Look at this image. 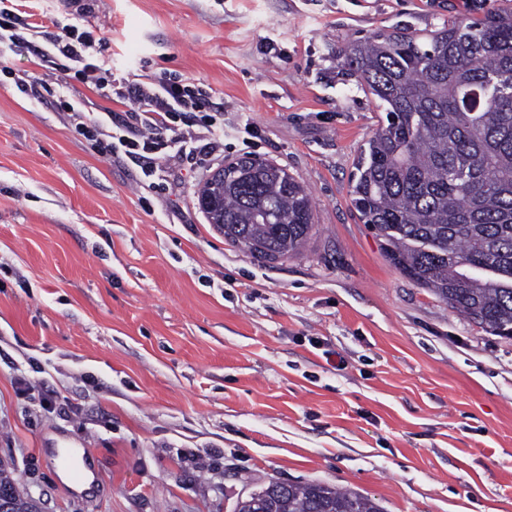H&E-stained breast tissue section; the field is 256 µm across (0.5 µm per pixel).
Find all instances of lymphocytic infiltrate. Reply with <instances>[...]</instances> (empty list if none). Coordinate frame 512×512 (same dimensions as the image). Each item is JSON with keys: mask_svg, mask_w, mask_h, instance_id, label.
Returning a JSON list of instances; mask_svg holds the SVG:
<instances>
[{"mask_svg": "<svg viewBox=\"0 0 512 512\" xmlns=\"http://www.w3.org/2000/svg\"><path fill=\"white\" fill-rule=\"evenodd\" d=\"M91 8L81 4L74 23L62 26L51 41L61 62L54 75L34 80L16 78L18 89L41 101L52 97L78 120L83 134L100 140L102 154L124 155L140 169L141 179L156 176L164 161L179 158L206 165L224 150V128L210 115V94L203 83L167 79L134 81L99 64L96 41L80 22ZM78 78L101 97L128 108L131 120L116 123L111 111L85 114L81 100L68 96L70 78Z\"/></svg>", "mask_w": 512, "mask_h": 512, "instance_id": "1", "label": "lymphocytic infiltrate"}]
</instances>
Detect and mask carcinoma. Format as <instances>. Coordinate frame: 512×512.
<instances>
[{
    "label": "carcinoma",
    "mask_w": 512,
    "mask_h": 512,
    "mask_svg": "<svg viewBox=\"0 0 512 512\" xmlns=\"http://www.w3.org/2000/svg\"><path fill=\"white\" fill-rule=\"evenodd\" d=\"M385 113L356 163L352 205L390 263L487 333L512 338V12L430 33L379 30L340 50ZM199 210L263 263L313 236V200L288 168L244 157L199 188ZM9 512H41L0 463ZM255 512H384L317 482L267 485Z\"/></svg>",
    "instance_id": "obj_1"
}]
</instances>
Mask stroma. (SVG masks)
Instances as JSON below:
<instances>
[{"instance_id": "stroma-1", "label": "stroma", "mask_w": 512, "mask_h": 512, "mask_svg": "<svg viewBox=\"0 0 512 512\" xmlns=\"http://www.w3.org/2000/svg\"><path fill=\"white\" fill-rule=\"evenodd\" d=\"M63 0H16L34 47ZM512 0H96L99 60L213 90L224 155L285 165L316 233L268 266L207 224L205 170L159 184L103 157L53 99L0 83V461L42 512H233L272 480L321 481L385 512H512V339L386 259L351 205L382 115L338 54ZM81 448L98 486L54 464Z\"/></svg>"}]
</instances>
